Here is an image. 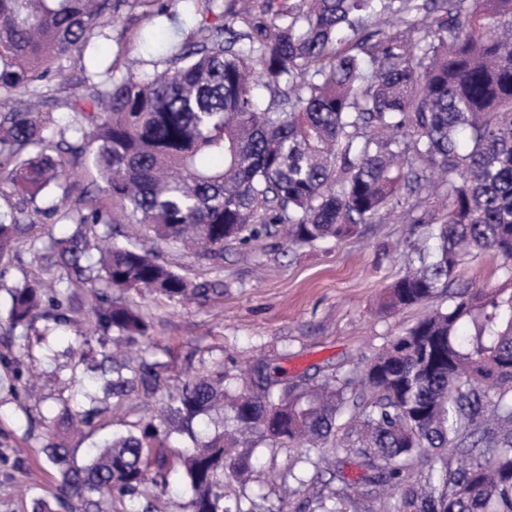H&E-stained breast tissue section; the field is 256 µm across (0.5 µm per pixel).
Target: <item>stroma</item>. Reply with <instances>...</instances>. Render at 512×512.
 <instances>
[{"label":"stroma","mask_w":512,"mask_h":512,"mask_svg":"<svg viewBox=\"0 0 512 512\" xmlns=\"http://www.w3.org/2000/svg\"><path fill=\"white\" fill-rule=\"evenodd\" d=\"M197 23L186 0H174L165 16L130 27L106 26L92 37L90 55L54 68L51 80L72 88L83 77L82 64L96 61L105 67L116 58L141 75L162 71L166 57L178 51ZM438 207L432 198L414 211L399 209L364 225L357 235L314 246L290 244L278 230L247 245L226 244L215 266L154 243V250L187 280L219 284L224 293L205 303L126 293L127 303L139 307L149 324L142 351L169 365L165 383L134 403L104 399L101 415L81 436L54 438L42 423L75 391L63 344L29 349L20 337L0 330V512H32L35 500L54 501L56 469L44 451L48 443L58 441L83 460L91 444L156 416L186 379L220 370L226 384L234 386L259 358L281 366L286 381L308 385L335 371L362 368L425 312L421 306L388 310L383 302L386 288L404 272V253L426 243ZM41 274L34 250L21 243L0 274V314L8 288ZM34 358L40 363L37 378L15 379V370L27 369ZM250 453L249 479L224 474L226 495L241 501L244 512H303L304 494H282L293 483L292 473L306 472L320 489L332 480L330 472L307 469L304 447L259 440Z\"/></svg>","instance_id":"obj_1"}]
</instances>
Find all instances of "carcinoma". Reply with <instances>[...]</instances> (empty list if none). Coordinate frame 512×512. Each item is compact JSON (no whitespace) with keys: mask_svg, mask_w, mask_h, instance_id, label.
Returning <instances> with one entry per match:
<instances>
[{"mask_svg":"<svg viewBox=\"0 0 512 512\" xmlns=\"http://www.w3.org/2000/svg\"><path fill=\"white\" fill-rule=\"evenodd\" d=\"M185 2L200 20L165 70L85 76L58 125L54 61L82 58L112 21L162 15L166 2L0 0V172L31 206L27 224L0 220V263L37 222L46 192L62 190L53 214L69 226L37 250L54 287L33 279L9 290L6 323L33 330L45 318L63 328L70 288L92 296L91 337L67 338L85 365V403L63 405L51 426L91 427L100 381L124 401L160 386L162 365L112 352L148 332L126 292L179 302L218 292L191 286L142 237L217 262L225 244L249 243L273 224L292 244L341 240L427 193L444 214L428 244L412 247L384 308L442 295L448 306L356 375L285 384L279 367L260 362L235 395L221 372L185 381L156 419L112 436L81 465L50 445L59 498L76 501L74 512H104L114 495L165 488L173 462L164 447L177 422L193 441L181 454L190 512H246L224 493L226 467L250 469V456L232 449L258 434L313 451L347 414L355 439L334 462L338 486L313 496L312 512H357L361 482L397 489L381 512H512V288L451 291L458 268L481 252L500 257L512 281V0ZM261 87L274 92L265 106ZM86 154L97 188L72 199L69 166ZM101 224L106 238L112 225L132 224L135 241L102 248ZM218 407L234 429L198 440L194 421Z\"/></svg>","mask_w":512,"mask_h":512,"instance_id":"cac0c4a2","label":"carcinoma"}]
</instances>
